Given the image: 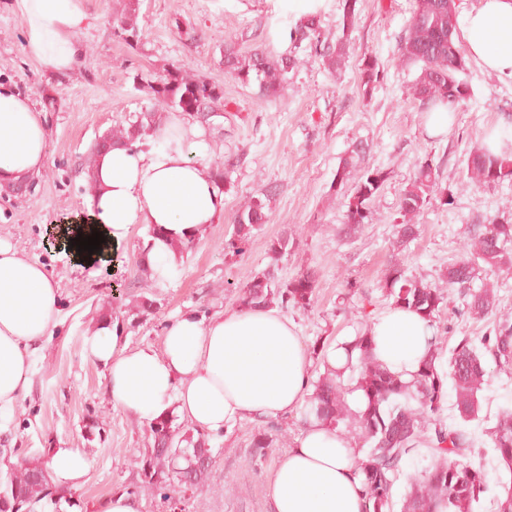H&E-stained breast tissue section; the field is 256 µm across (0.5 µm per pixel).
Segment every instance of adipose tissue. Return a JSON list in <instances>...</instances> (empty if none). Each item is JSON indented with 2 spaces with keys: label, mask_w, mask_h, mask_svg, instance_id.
Returning a JSON list of instances; mask_svg holds the SVG:
<instances>
[{
  "label": "adipose tissue",
  "mask_w": 512,
  "mask_h": 512,
  "mask_svg": "<svg viewBox=\"0 0 512 512\" xmlns=\"http://www.w3.org/2000/svg\"><path fill=\"white\" fill-rule=\"evenodd\" d=\"M24 32V51L52 75L71 72L83 54L78 37L86 0H12ZM467 55L499 80L512 81V0H463L457 15ZM43 112L29 97L0 83V186L38 175L47 159ZM198 124L173 114L149 151L117 145L97 160V186L84 224L59 231L67 255L83 266L107 264L136 224L158 225L145 263L154 278L183 273L172 248L215 223L224 195L204 157ZM101 232L93 253L78 252L77 235ZM60 293L44 265L0 240V429L30 388L34 344L58 325ZM373 355L411 381L425 361L448 374L447 349L434 348L433 327L416 312L392 308L371 325ZM86 355L106 369L114 409L148 425L178 414L196 430L222 434L242 421L276 420L310 396L311 358L296 326L263 305L227 309L202 320L170 322L161 348H129L107 323L84 342ZM362 450L346 434L310 419L271 476L272 512H362Z\"/></svg>",
  "instance_id": "1"
}]
</instances>
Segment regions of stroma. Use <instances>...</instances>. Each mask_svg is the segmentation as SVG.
<instances>
[{"label":"stroma","mask_w":512,"mask_h":512,"mask_svg":"<svg viewBox=\"0 0 512 512\" xmlns=\"http://www.w3.org/2000/svg\"><path fill=\"white\" fill-rule=\"evenodd\" d=\"M413 0H359L350 31L340 26L341 0H327L321 22L329 41L346 37L349 51L332 70L309 48L298 51L302 66L287 75L283 95H260L224 69L226 39L248 52L260 47L273 55L288 51L295 22L275 0H142L143 36L131 46L114 34L116 0H87L90 21L79 38L84 54L65 77L44 73L24 52L23 29L0 0V81L15 85L47 114L48 160L26 196L0 193V239L45 265L60 288L59 325L30 357L31 388L0 448L21 464L54 449L70 448L87 462L72 487L75 512H94L95 501L134 488L138 475L128 459L150 443L146 425L115 410L106 393L105 369L84 354V340L101 320L116 324L130 347H160L170 321L185 314L207 318L239 307L238 286L251 271L270 261L272 240L288 235L294 244L278 262L279 282L311 271L316 300L307 309L288 308L306 350L312 376L324 372L320 351L342 342L390 308L383 286L391 260L407 276L441 283L449 263L464 256L467 225L512 218V185L478 189L466 184L469 152L483 144L500 119L512 121V83L503 82L467 62L462 75L470 96L455 104V122L447 134L432 138L426 110L415 99L416 69L396 66L397 42ZM375 59L383 78L364 95L360 69ZM207 77L224 89L222 132L205 130L209 159L234 163L222 185L224 211L178 256L184 273L173 282L142 281L139 261L151 235L134 225L112 264L99 269L75 264L53 247L56 226L87 213L90 195L83 172L95 139L125 115L151 103L148 82L171 66ZM359 151L358 167L384 166L389 177L370 204V218L344 231L349 191L336 185L341 160ZM431 160L451 204L431 201L416 220L417 234L405 249H394L399 200L416 166ZM271 192L267 223L254 230L243 253H225L238 208L251 197ZM479 278L498 288L499 305L491 315L462 313L463 299L451 292L434 330L442 346L477 338L503 318L512 319V270L480 266ZM155 299L157 309L137 315L140 296ZM488 383L479 395L476 419L462 422L446 389L443 415L465 424L475 439L468 459L484 466L491 480L476 512H496L503 489L497 485L498 460L490 429L499 411L512 407V369L488 364ZM303 429L295 410L274 423L240 421L210 437L211 475L206 485L179 491L185 512H271L270 476ZM269 432L272 446L255 460L254 434Z\"/></svg>","instance_id":"1"}]
</instances>
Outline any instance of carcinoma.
Listing matches in <instances>:
<instances>
[{"mask_svg":"<svg viewBox=\"0 0 512 512\" xmlns=\"http://www.w3.org/2000/svg\"><path fill=\"white\" fill-rule=\"evenodd\" d=\"M356 6L357 0H342L344 33L356 23ZM139 11L140 0H120L114 16L115 33L130 45L140 40ZM456 13V0H415L410 19L399 37L396 60L401 66L418 68L413 94L427 108L438 104L451 106L469 95L467 82L459 78L464 66H456L454 56L448 54V37L456 29ZM291 42L293 49L275 57L259 49L243 53L234 42H226L224 69L243 83L256 84L262 95L275 97L283 93L288 72L298 65L297 49L302 43H307L330 66L339 65L346 54L345 36L334 43L323 40L319 16L297 23L291 32ZM380 79L377 62L364 58L361 68L364 92L372 91ZM149 88L153 105L124 117L99 136L91 148L85 165L90 191L96 189L97 157L106 151L101 142L142 144L163 126L172 112H181L198 121L201 109L219 111L224 106V91L219 85L177 66L167 70ZM466 168L469 183L474 186L512 182V153L495 155L481 146L470 153ZM387 176L381 166L359 169L351 157L341 161L336 181L341 186L351 184L346 228L366 223L369 204ZM439 192L433 163L418 164L412 182L399 201L397 246L415 237L414 219L428 205L431 194ZM269 210V194L251 198L236 212L234 231L224 242V250L241 253L253 230L266 223ZM289 244L290 237L286 235L271 243V262L262 271L249 274L239 287L241 305L279 304L303 310L311 306L316 292L314 274L306 272L275 285L278 261ZM465 249L468 256L448 264L444 282L446 288L470 298L465 313L483 318L497 308L498 295L496 288L487 283L475 286L478 279L475 260L480 259L499 271L511 269L512 224L494 219L488 224L471 225L466 231ZM385 288L393 306L418 312L430 322L445 300L443 289L406 276L398 266L387 271ZM370 330L368 325L344 343L347 353L358 352L356 360L348 361L341 370H325L314 382L304 418L313 415L335 428L343 426L367 445L365 458L360 462L366 512H392L393 488L401 463L420 446L430 450L434 463L412 478L401 512H473L474 505L488 490L487 473L483 467L465 461L475 445L470 432L445 423L443 379L432 362L427 361L413 383L402 382L372 355ZM490 360L503 370L512 367V321L504 319L496 323L480 337L477 346L468 338L462 339L448 358L455 392L453 408L464 422L477 416L478 392L487 382ZM355 392L360 393L365 403L362 411L349 405L348 397ZM150 435L152 446L133 459L140 476L139 490L157 494L169 503L175 488L198 487L209 480L210 464L198 460L195 454V449L208 442L204 435L182 434L172 427L169 418L151 425ZM490 435L497 458L509 473V483L502 484L505 498L498 504V512H512V410L499 413ZM16 489L23 495L20 512H42L43 503L58 493L46 462L40 458L14 467L6 472L5 478H0L1 496L11 501Z\"/></svg>","mask_w":512,"mask_h":512,"instance_id":"1","label":"carcinoma"}]
</instances>
